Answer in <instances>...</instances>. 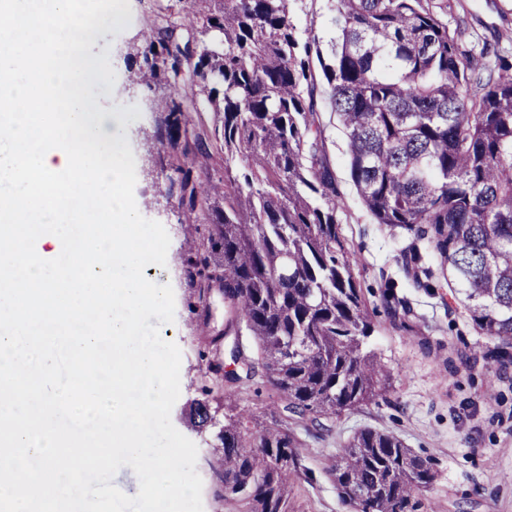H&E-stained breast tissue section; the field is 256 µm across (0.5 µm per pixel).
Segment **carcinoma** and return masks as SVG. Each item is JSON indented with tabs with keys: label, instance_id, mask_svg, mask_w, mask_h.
<instances>
[{
	"label": "carcinoma",
	"instance_id": "cac0c4a2",
	"mask_svg": "<svg viewBox=\"0 0 512 512\" xmlns=\"http://www.w3.org/2000/svg\"><path fill=\"white\" fill-rule=\"evenodd\" d=\"M292 0H184L159 12L130 54L161 89L148 152L168 158L167 195L204 230L184 264L203 302L224 294V333L253 357L230 387L266 382L282 425L258 435L224 419L219 495L244 512H288L300 453L288 420L324 421L370 402L386 378L341 232L342 195L320 121L324 88L347 138L351 180L377 224L430 237L455 299L491 357L512 361V55L461 47L433 0H338L322 50ZM212 130L188 133L193 112ZM224 155V178L207 162ZM363 512H421L434 474L396 435L357 432L332 464Z\"/></svg>",
	"mask_w": 512,
	"mask_h": 512
}]
</instances>
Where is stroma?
<instances>
[{
	"instance_id": "obj_1",
	"label": "stroma",
	"mask_w": 512,
	"mask_h": 512,
	"mask_svg": "<svg viewBox=\"0 0 512 512\" xmlns=\"http://www.w3.org/2000/svg\"><path fill=\"white\" fill-rule=\"evenodd\" d=\"M129 25L120 32L102 30L91 47L93 55H109L116 74L114 88L93 86L105 111L119 114L136 161L134 197L140 214L161 223L170 237L165 265H150L145 276L171 285L175 298L173 323L161 335L181 350L180 396L171 410L174 427L195 443L196 470L203 482V512H240L218 493L216 428L194 427L191 404L208 396L216 419L240 416L248 432L270 421V386L241 387L225 398L223 383L213 378L209 362L233 369L235 347L255 351L252 337L224 332V298L211 291L199 304L182 263L196 238L180 223L177 203L165 198L168 169L146 174L144 135L158 124L151 92L132 84L126 58L139 44L147 18L159 9L176 8V0H129ZM442 18L464 43H487L512 52V0H447ZM337 0H294L299 28L315 27L330 38V19ZM327 155L343 194L342 234L357 263L354 275L369 308L374 309L370 350L385 365V387L368 404L328 421L315 431L292 423L288 432L301 454L302 468L292 478L289 512H353L343 503L330 472L338 448L359 430L373 428L397 435L407 448L430 460L434 480L422 494L423 512H512V363L486 358V342L478 336L444 279L420 288L402 266L404 249L417 243L422 264L436 267L428 241H414L399 228L374 223L351 181L346 138L331 110L320 114ZM220 337L211 347V337Z\"/></svg>"
}]
</instances>
